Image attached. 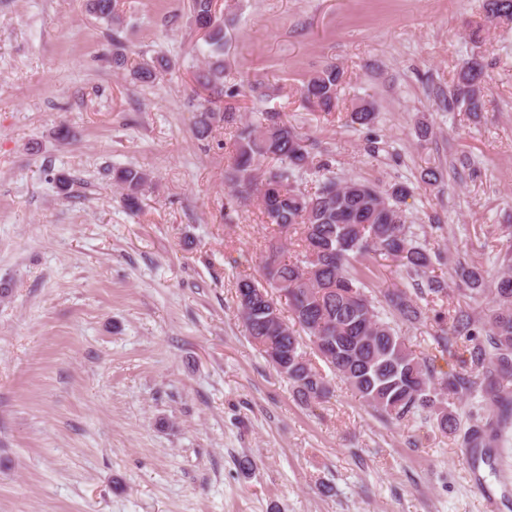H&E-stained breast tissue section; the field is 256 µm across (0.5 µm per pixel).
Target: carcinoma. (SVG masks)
Returning a JSON list of instances; mask_svg holds the SVG:
<instances>
[{
	"label": "carcinoma",
	"instance_id": "cac0c4a2",
	"mask_svg": "<svg viewBox=\"0 0 512 512\" xmlns=\"http://www.w3.org/2000/svg\"><path fill=\"white\" fill-rule=\"evenodd\" d=\"M90 13L99 19L120 23L118 0H87ZM195 26L204 31L208 60L197 81L208 92L224 95V51L228 40L217 16L216 0H190ZM488 24L512 21V0H485ZM170 68V60L158 56L131 68L133 78L154 83ZM343 71L334 64L309 76L303 85L307 103L325 116L336 112L337 91ZM486 70L478 56L462 61L448 90V110L473 116L484 108ZM349 121L370 127L376 119L374 105L361 99L352 103ZM236 126L232 162L224 179L243 200L256 197L266 223L279 234L298 235L301 249L284 261L281 239L269 247L263 267L265 284L249 275L236 284L238 311L248 335L304 398L323 401L331 390L324 375L305 361V342L318 349L329 369L349 385L353 393L381 416L402 421L418 413L436 417L444 433L457 431L458 416L448 406L450 399L477 391L490 396V405L507 424L512 410V266L498 274L495 288L486 287L485 272L476 266H459L456 276L465 285L464 295L475 304L487 303L476 318L458 307L450 327L438 343L458 340L470 355V371L451 374L435 382L428 363L416 356L385 321L379 301L364 292L366 271L356 267L363 259L382 256L398 262L410 277H422L433 267L429 249L419 243L407 216L399 206L407 193L403 186L383 190L362 180L336 181L328 177L315 190L301 189L296 181L304 173L326 170L315 160L312 143L300 134L280 111L257 112L247 120L230 109L216 112L203 108L198 116V135L205 137L214 124ZM273 163L259 174L263 162ZM112 182L124 207L137 212L151 179L144 170L117 167ZM285 299L290 317H285L275 297ZM386 306L406 321L420 319L413 294L397 289L383 294Z\"/></svg>",
	"mask_w": 512,
	"mask_h": 512
}]
</instances>
